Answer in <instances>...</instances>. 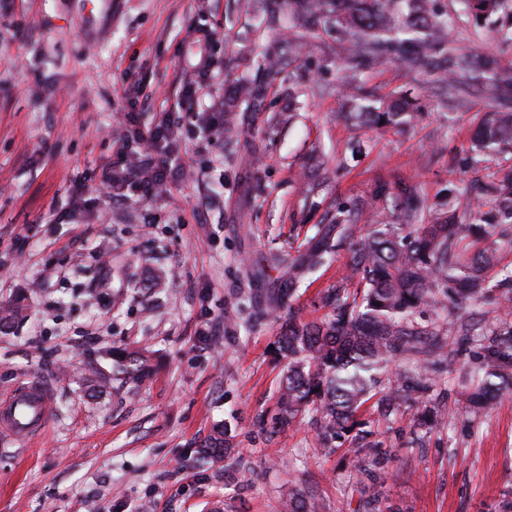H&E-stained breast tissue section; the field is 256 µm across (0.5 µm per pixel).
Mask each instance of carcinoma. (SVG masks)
Listing matches in <instances>:
<instances>
[{"mask_svg": "<svg viewBox=\"0 0 512 512\" xmlns=\"http://www.w3.org/2000/svg\"><path fill=\"white\" fill-rule=\"evenodd\" d=\"M464 2L477 20L501 5V0ZM262 8L271 27L286 9L302 27L332 33L346 88L344 116L351 124L401 126L413 118L409 99H378L360 83L363 70L391 60L409 75L432 74L434 94L445 106L464 108L473 97L486 102L472 135L473 156L512 149V70L491 54L452 46L445 13L430 0H263ZM296 55L283 40L263 48L252 65L266 72L279 62L292 64ZM263 94L262 85L242 79L234 99L255 104ZM468 192L492 197L495 210L486 213L478 206L461 212L452 196L428 210L410 193L400 205L398 224L366 223L370 206L364 203L337 211L317 241L288 262V286L265 294L257 308L260 317L270 307L287 312L276 340L287 360L276 395L277 423L289 425L314 413L323 447L338 449L345 437L356 442L351 461L360 473L389 456L370 440L373 432L363 418L369 401L384 420L415 408L414 428L420 431L445 424L448 411L426 396L439 380L437 366L454 355L449 337L468 351L472 366L460 378L476 383L469 395L474 407L487 411L512 393V262L501 264L499 255L503 243L512 245V167ZM340 250L347 251L349 263L336 287L322 296L328 314L303 321L294 306L298 284ZM471 299L488 302L506 317L478 330L475 318L458 313ZM425 306L448 314V330L418 321ZM24 310L19 300L1 306L0 331L23 321ZM112 375L140 385L152 377L153 367L145 354L124 347L112 351ZM200 452L214 461L228 457V430L217 431ZM284 512H325V504L297 492Z\"/></svg>", "mask_w": 512, "mask_h": 512, "instance_id": "carcinoma-1", "label": "carcinoma"}]
</instances>
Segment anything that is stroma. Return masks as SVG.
Wrapping results in <instances>:
<instances>
[{"instance_id":"1","label":"stroma","mask_w":512,"mask_h":512,"mask_svg":"<svg viewBox=\"0 0 512 512\" xmlns=\"http://www.w3.org/2000/svg\"><path fill=\"white\" fill-rule=\"evenodd\" d=\"M458 47L512 65V0L481 23L462 0H437ZM218 37L201 57L190 41ZM286 36L299 51L296 100L287 70L264 78L258 106L234 112L227 139L182 129L176 151L193 174L149 200L99 192V174L129 130L150 125L181 96L198 60L218 74L194 111L225 101L264 45ZM377 96L408 94L406 126L352 128L342 110L336 44L284 22L269 30L257 0H0V305L24 297L25 320L0 332V393L35 375L54 405L46 436L0 437V512H283L295 490L327 512H512V394L471 417L467 394L441 373L432 397L454 419L412 441L411 411L374 437L398 461L351 475L342 453L321 448L313 416L273 427L284 363L273 346L281 322L257 319L248 292L278 287L287 266L253 269L273 254L296 257L337 207L416 191L428 206L487 183L512 153L470 162L484 104L443 108L433 76L394 62L367 70ZM364 142L362 154L348 150ZM329 179H306L312 156ZM339 253L300 285L302 318L323 316L319 297L345 272ZM150 351L145 385L111 376L115 347ZM229 427L231 455L196 451Z\"/></svg>"}]
</instances>
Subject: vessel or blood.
Listing matches in <instances>:
<instances>
[{
  "label": "vessel or blood",
  "mask_w": 512,
  "mask_h": 512,
  "mask_svg": "<svg viewBox=\"0 0 512 512\" xmlns=\"http://www.w3.org/2000/svg\"><path fill=\"white\" fill-rule=\"evenodd\" d=\"M51 418V395L39 380L28 379L0 396L1 435L19 441L43 436Z\"/></svg>",
  "instance_id": "1"
}]
</instances>
